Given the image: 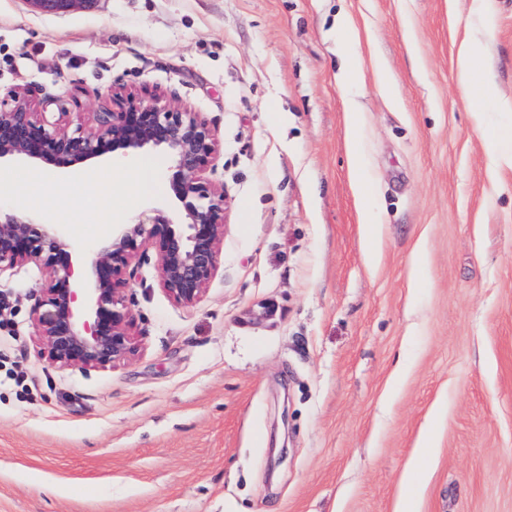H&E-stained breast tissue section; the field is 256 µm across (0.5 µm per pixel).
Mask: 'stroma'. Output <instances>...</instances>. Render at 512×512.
Wrapping results in <instances>:
<instances>
[{
    "mask_svg": "<svg viewBox=\"0 0 512 512\" xmlns=\"http://www.w3.org/2000/svg\"><path fill=\"white\" fill-rule=\"evenodd\" d=\"M466 36L491 98L459 73ZM117 82L215 128L220 265L183 307L147 251L127 292L138 351L90 370L33 334L40 269L0 273V358L25 380L0 375V512H395L423 435L416 512H512V165L484 144L512 134V0H0L1 95L91 130ZM165 167L150 151L39 180L4 161L0 183L83 250L166 202Z\"/></svg>",
    "mask_w": 512,
    "mask_h": 512,
    "instance_id": "1",
    "label": "stroma"
}]
</instances>
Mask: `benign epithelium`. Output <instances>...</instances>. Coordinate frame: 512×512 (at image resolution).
I'll list each match as a JSON object with an SVG mask.
<instances>
[{
  "label": "benign epithelium",
  "mask_w": 512,
  "mask_h": 512,
  "mask_svg": "<svg viewBox=\"0 0 512 512\" xmlns=\"http://www.w3.org/2000/svg\"><path fill=\"white\" fill-rule=\"evenodd\" d=\"M94 0H28L44 12H64ZM148 150L167 159L165 172L181 221L166 208L138 211L112 225L76 278L77 246L56 224L0 209V272L34 264L45 275L33 307V327L51 363L105 369L137 351L135 317L126 290L148 249L158 258L163 290L195 304L218 270L227 194L206 173L218 152L215 129L192 109L157 91L112 87V111L96 113V128L49 124L18 93L0 97V159L66 169L107 155L122 160Z\"/></svg>",
  "instance_id": "1"
}]
</instances>
